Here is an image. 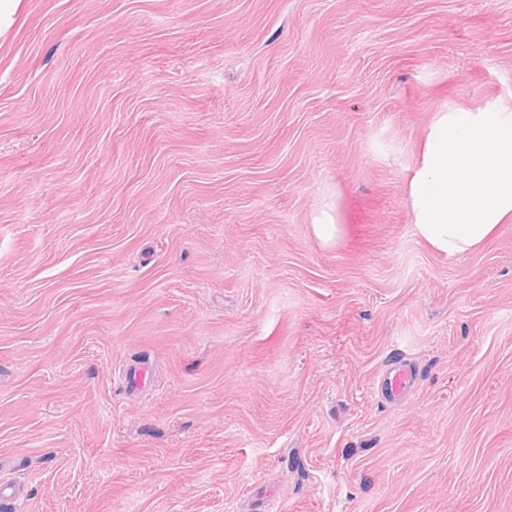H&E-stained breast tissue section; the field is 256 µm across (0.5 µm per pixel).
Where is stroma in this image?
<instances>
[{
    "label": "stroma",
    "instance_id": "obj_1",
    "mask_svg": "<svg viewBox=\"0 0 512 512\" xmlns=\"http://www.w3.org/2000/svg\"><path fill=\"white\" fill-rule=\"evenodd\" d=\"M488 105L512 112V0H22L15 512H512V224L447 256L404 179L435 113ZM396 354L420 378L391 404ZM312 223L313 233L323 245L335 244L341 233L337 213L335 215L334 211L324 208L313 218Z\"/></svg>",
    "mask_w": 512,
    "mask_h": 512
}]
</instances>
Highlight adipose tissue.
I'll list each match as a JSON object with an SVG mask.
<instances>
[{"label": "adipose tissue", "instance_id": "adipose-tissue-1", "mask_svg": "<svg viewBox=\"0 0 512 512\" xmlns=\"http://www.w3.org/2000/svg\"><path fill=\"white\" fill-rule=\"evenodd\" d=\"M420 234L438 251L474 250L512 224V112H439L407 175Z\"/></svg>", "mask_w": 512, "mask_h": 512}]
</instances>
